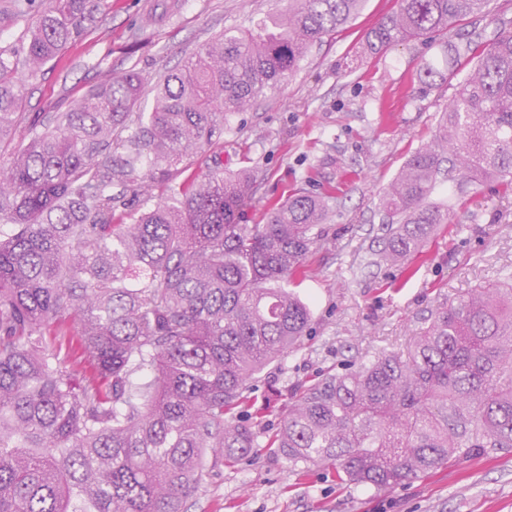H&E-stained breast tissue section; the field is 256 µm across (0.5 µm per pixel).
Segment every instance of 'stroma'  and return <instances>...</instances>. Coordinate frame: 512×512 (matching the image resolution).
Listing matches in <instances>:
<instances>
[{
    "instance_id": "stroma-1",
    "label": "stroma",
    "mask_w": 512,
    "mask_h": 512,
    "mask_svg": "<svg viewBox=\"0 0 512 512\" xmlns=\"http://www.w3.org/2000/svg\"><path fill=\"white\" fill-rule=\"evenodd\" d=\"M149 2L161 0H112L91 32L29 83L26 111H66L102 67L153 76L224 31L253 29L283 7L281 0H180L174 15L150 21ZM396 8V0H367L354 21L323 38L273 90V104L227 116L223 144L203 147L190 168L197 175L220 159L225 172L256 173L260 201L246 209L248 224L262 223L264 200L286 199L310 181L338 197L324 240L307 257L306 275L289 284L310 308V330L249 392L263 433L280 426L298 386L379 352L403 350L431 310L512 268V191L494 181L464 197L441 185L434 199L449 206V223L432 225L419 253L403 265L372 263L382 193L437 134L475 63L469 56L446 64L449 44L470 33L482 49L512 32V0H488L482 14L461 19L454 31L369 53L366 32ZM137 29L142 41L134 46ZM429 65L441 71L430 86L419 80ZM188 512H512V452L477 453L377 489L338 484L326 467L300 473L261 448L233 467L207 462Z\"/></svg>"
}]
</instances>
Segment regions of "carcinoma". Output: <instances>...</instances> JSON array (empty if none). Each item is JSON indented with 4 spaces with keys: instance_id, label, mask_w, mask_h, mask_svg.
Returning <instances> with one entry per match:
<instances>
[{
    "instance_id": "carcinoma-1",
    "label": "carcinoma",
    "mask_w": 512,
    "mask_h": 512,
    "mask_svg": "<svg viewBox=\"0 0 512 512\" xmlns=\"http://www.w3.org/2000/svg\"><path fill=\"white\" fill-rule=\"evenodd\" d=\"M366 0H286L153 79L104 74L66 112L21 111L26 85L84 38L109 0H7L26 19L0 44V512H187L208 451L237 463L261 447L247 392L304 340L291 290L335 197L300 188L242 223L250 173L182 181L224 116L266 99ZM486 0H397L366 35L388 50L483 11ZM465 193L512 187V32L478 56L436 138L380 197L378 265L414 252ZM167 199L157 198L156 189ZM123 210L126 221H114ZM77 323L79 377L49 336ZM266 447L306 472L393 488L477 451L512 450V272L440 304L402 352L295 390Z\"/></svg>"
}]
</instances>
